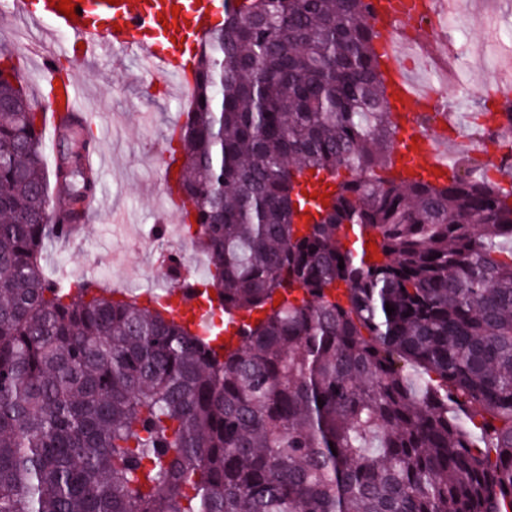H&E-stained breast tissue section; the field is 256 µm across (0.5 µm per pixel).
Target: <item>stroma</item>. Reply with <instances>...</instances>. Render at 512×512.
I'll list each match as a JSON object with an SVG mask.
<instances>
[{
    "mask_svg": "<svg viewBox=\"0 0 512 512\" xmlns=\"http://www.w3.org/2000/svg\"><path fill=\"white\" fill-rule=\"evenodd\" d=\"M471 36L493 29L488 50H474L460 68L452 93L470 116L485 103L487 87L512 83V0H458ZM66 33L49 36L43 26L20 18L0 17V50L12 53L29 86L32 105L45 102L42 61L57 58L72 70L81 87V110L91 122L92 137L111 163L96 175L95 195L103 208L88 212L78 241L56 245L44 259L47 275L65 272L69 279L94 274L102 285L140 292L168 277L163 252L183 248L186 260L197 253L191 240L174 235L179 222L164 214L160 154L171 127L181 121L183 98L168 95L133 51L99 60L62 57ZM118 214L120 222L109 219Z\"/></svg>",
    "mask_w": 512,
    "mask_h": 512,
    "instance_id": "obj_1",
    "label": "stroma"
}]
</instances>
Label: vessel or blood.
<instances>
[{"label": "vessel or blood", "instance_id": "1", "mask_svg": "<svg viewBox=\"0 0 512 512\" xmlns=\"http://www.w3.org/2000/svg\"><path fill=\"white\" fill-rule=\"evenodd\" d=\"M371 23L383 47L380 62L387 86L388 110L398 127L399 147L390 174L397 179L425 178L447 181L448 141L433 126L421 123L425 112L438 113L441 122L456 119L440 89L418 86L401 62L398 45L404 25H419L439 12L454 8V0H369ZM226 6V0H80L77 19H68L50 0H12V11L33 22L47 21L81 44V57L94 59L124 49L137 50L150 70L163 80L189 91L194 60L183 42L208 30ZM443 41L438 32L416 38L412 48L418 55L441 59ZM43 67L57 83L56 95L78 109L80 92L72 74H57L53 59Z\"/></svg>", "mask_w": 512, "mask_h": 512}]
</instances>
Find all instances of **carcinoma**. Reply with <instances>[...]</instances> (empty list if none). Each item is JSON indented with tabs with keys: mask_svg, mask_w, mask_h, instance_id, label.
Here are the masks:
<instances>
[{
	"mask_svg": "<svg viewBox=\"0 0 512 512\" xmlns=\"http://www.w3.org/2000/svg\"><path fill=\"white\" fill-rule=\"evenodd\" d=\"M367 13L241 0L197 42L176 183L207 337L45 275L93 139L59 113L81 138L48 172L0 52V512H512V182L388 176Z\"/></svg>",
	"mask_w": 512,
	"mask_h": 512,
	"instance_id": "cac0c4a2",
	"label": "carcinoma"
}]
</instances>
